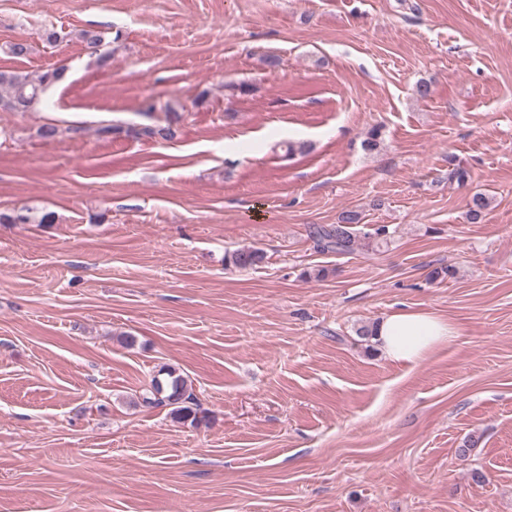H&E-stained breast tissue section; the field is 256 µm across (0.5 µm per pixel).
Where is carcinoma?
Returning a JSON list of instances; mask_svg holds the SVG:
<instances>
[{"instance_id": "1", "label": "carcinoma", "mask_w": 512, "mask_h": 512, "mask_svg": "<svg viewBox=\"0 0 512 512\" xmlns=\"http://www.w3.org/2000/svg\"><path fill=\"white\" fill-rule=\"evenodd\" d=\"M65 68L59 67L43 72L36 78L15 71H0V109L9 112H27L34 109L42 100L49 86L60 81ZM140 135L147 138L172 140L177 136V128L169 122L165 125H148L140 130ZM492 199L484 193L473 194L468 202V219L478 222L491 206ZM16 221L23 224H47L52 221L48 213L40 216L33 210L15 218L0 215V222ZM361 221L360 213L355 210L342 212L334 224L316 225L310 230V237L317 250L336 254H353L361 248H370L389 236V228L379 225L371 231L358 232L357 224ZM264 261V252L258 248H244L233 252L228 263L239 269L254 268ZM141 404L147 407L168 406L170 416L177 422L199 425L205 416L198 409L189 406L193 401L192 384L172 367L162 368L151 377L139 394Z\"/></svg>"}]
</instances>
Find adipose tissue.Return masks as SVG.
Returning <instances> with one entry per match:
<instances>
[{"label": "adipose tissue", "instance_id": "adipose-tissue-1", "mask_svg": "<svg viewBox=\"0 0 512 512\" xmlns=\"http://www.w3.org/2000/svg\"><path fill=\"white\" fill-rule=\"evenodd\" d=\"M375 339L385 356L404 364L420 362L434 347L452 340L457 331L430 312H396L375 326Z\"/></svg>", "mask_w": 512, "mask_h": 512}]
</instances>
